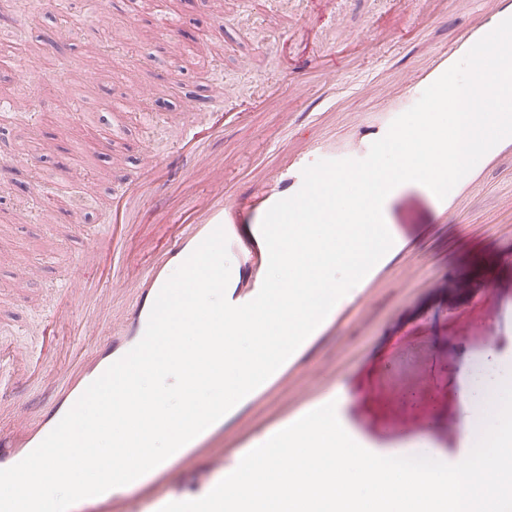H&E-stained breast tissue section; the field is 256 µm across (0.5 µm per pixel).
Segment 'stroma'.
I'll return each mask as SVG.
<instances>
[{
	"instance_id": "stroma-1",
	"label": "stroma",
	"mask_w": 512,
	"mask_h": 512,
	"mask_svg": "<svg viewBox=\"0 0 512 512\" xmlns=\"http://www.w3.org/2000/svg\"><path fill=\"white\" fill-rule=\"evenodd\" d=\"M103 2V14L91 17L84 0H69L67 26L47 2L23 22L21 36L4 38L37 67L0 66V98L35 110L32 121L0 127V360L14 352L59 355L22 388L0 393L5 429L29 402L48 405L70 366L102 342L85 324L86 307L72 309L55 335L43 311L57 288L78 286L89 234L112 220L113 191L144 157L166 153L161 136L173 119L202 107L214 78L234 89L242 115L206 147L224 159L225 187L253 198L265 184L245 174L293 147L289 122L330 125L350 137L356 114L377 104L367 82L396 91L394 75L456 41L481 8L480 0L451 11L442 0L422 8L411 0H303L316 26L300 35L297 15L280 0L246 7L210 0L206 9L199 0H159L179 21L169 38L159 36L140 0ZM270 31L291 35L275 57L260 42ZM322 44V62L336 78L324 108L308 106L292 87L249 111L264 84L303 71L306 49ZM86 131L105 148L80 153ZM481 181L484 191L466 197L450 224L422 184L401 185L386 198L388 228L407 252L374 283L355 286L335 329L303 351L286 382L225 420V457L338 395L355 441L378 455H409L425 444L453 449L464 424L461 394L481 403L512 379V154L486 167Z\"/></svg>"
}]
</instances>
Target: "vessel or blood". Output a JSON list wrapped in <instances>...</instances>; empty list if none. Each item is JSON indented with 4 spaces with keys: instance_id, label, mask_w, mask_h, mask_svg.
Listing matches in <instances>:
<instances>
[{
    "instance_id": "obj_1",
    "label": "vessel or blood",
    "mask_w": 512,
    "mask_h": 512,
    "mask_svg": "<svg viewBox=\"0 0 512 512\" xmlns=\"http://www.w3.org/2000/svg\"><path fill=\"white\" fill-rule=\"evenodd\" d=\"M479 20L451 47H437L429 64L404 76L403 96L383 102L380 121L368 114L359 118L356 138L336 145L325 138L299 139L291 165L279 171L265 172L270 191L260 200H244L224 192V164L211 160L201 152L203 127L216 130L224 125V82L216 80L209 96V124L189 122L172 131L174 151L145 161L130 176L121 194L125 201L129 229L139 224L137 204L147 196L165 204L161 222L170 229L168 240L157 256L145 261L137 274H130V254L124 235L114 225H99L82 254V265L91 273L81 293L68 288L55 291L54 311L50 325L60 324L66 310L75 302L94 305L102 311V325L108 332L106 343L94 348L76 370L70 384L48 410H34L23 420L26 435L14 448L0 449V469L13 466L27 456L58 424L86 387L114 361L125 355L142 338L153 303L172 268L178 267L190 253L216 228L223 227L228 237V251L236 259V272L226 289L227 300L234 305L251 301L258 294L268 266V249L260 233L265 213L278 200L294 195L302 185V170L320 159L364 158L371 144L383 137L391 121L412 107L422 91L450 66L462 59L480 38L501 21L512 17V0H485ZM477 171H470L442 202L443 216L454 215L465 196L480 190ZM108 257L112 277L125 278L131 301L118 308L114 302L118 292L103 286L96 272L101 257ZM224 424L216 422L167 460L136 479L142 488L139 496L129 495L120 486L86 498L88 512H159L174 501L195 500L215 486L211 472L189 476L183 468L201 449H209L213 470L224 468Z\"/></svg>"
}]
</instances>
